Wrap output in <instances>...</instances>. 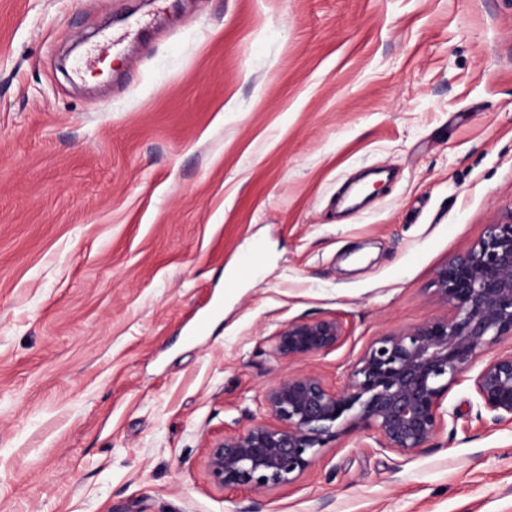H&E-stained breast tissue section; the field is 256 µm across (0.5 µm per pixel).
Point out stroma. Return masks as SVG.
I'll return each instance as SVG.
<instances>
[{
  "mask_svg": "<svg viewBox=\"0 0 512 512\" xmlns=\"http://www.w3.org/2000/svg\"><path fill=\"white\" fill-rule=\"evenodd\" d=\"M511 205L512 0H0V512H512L468 381L409 457L350 429L261 492L204 461L277 378L343 387L440 315ZM344 337V325L337 318L300 320L278 332L276 348L288 360H298L336 349Z\"/></svg>",
  "mask_w": 512,
  "mask_h": 512,
  "instance_id": "stroma-1",
  "label": "stroma"
}]
</instances>
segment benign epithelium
Here are the masks:
<instances>
[{"mask_svg": "<svg viewBox=\"0 0 512 512\" xmlns=\"http://www.w3.org/2000/svg\"><path fill=\"white\" fill-rule=\"evenodd\" d=\"M433 286L443 314L375 338L344 387L332 389L313 373L276 380L265 405L278 424L255 422L210 442L205 467L212 482L254 491L289 484L349 428L369 432L401 456L430 447L444 427L448 390L512 337V205L469 250L436 269ZM343 339L337 318L300 320L278 332L276 348L298 360ZM472 385L494 420L512 421V351L486 360Z\"/></svg>", "mask_w": 512, "mask_h": 512, "instance_id": "benign-epithelium-1", "label": "benign epithelium"}]
</instances>
